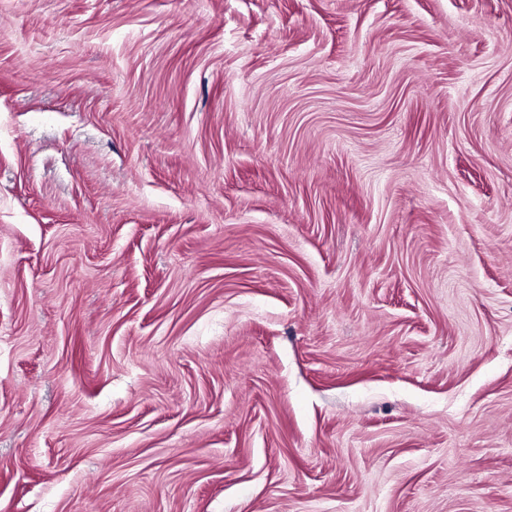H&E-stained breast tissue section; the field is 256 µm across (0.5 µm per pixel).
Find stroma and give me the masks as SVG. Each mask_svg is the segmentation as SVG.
<instances>
[{"instance_id":"35a3bbf8","label":"stroma","mask_w":512,"mask_h":512,"mask_svg":"<svg viewBox=\"0 0 512 512\" xmlns=\"http://www.w3.org/2000/svg\"><path fill=\"white\" fill-rule=\"evenodd\" d=\"M0 512H512V0H0Z\"/></svg>"}]
</instances>
